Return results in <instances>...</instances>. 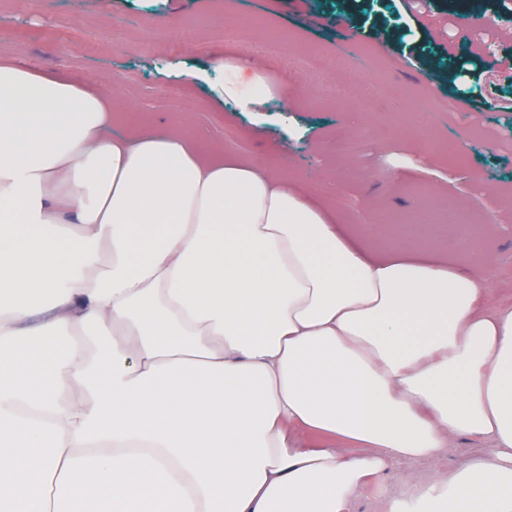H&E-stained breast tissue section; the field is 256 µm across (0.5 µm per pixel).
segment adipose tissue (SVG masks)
<instances>
[{
    "mask_svg": "<svg viewBox=\"0 0 512 512\" xmlns=\"http://www.w3.org/2000/svg\"><path fill=\"white\" fill-rule=\"evenodd\" d=\"M239 67L251 94L219 95L249 112L264 67ZM135 122L120 86L0 58V512H348L464 438L483 454L392 512H512L493 258Z\"/></svg>",
    "mask_w": 512,
    "mask_h": 512,
    "instance_id": "1",
    "label": "adipose tissue"
}]
</instances>
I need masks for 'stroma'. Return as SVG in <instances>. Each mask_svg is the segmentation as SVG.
Wrapping results in <instances>:
<instances>
[{"instance_id":"obj_1","label":"stroma","mask_w":512,"mask_h":512,"mask_svg":"<svg viewBox=\"0 0 512 512\" xmlns=\"http://www.w3.org/2000/svg\"><path fill=\"white\" fill-rule=\"evenodd\" d=\"M224 2L234 24L212 14V0H0V57L104 91L120 85L141 120L158 127L191 114L189 133L201 149L258 158L306 196L331 203L342 224L414 218L418 234L453 262L469 256L444 225L461 205L477 206V224H497L475 241L476 252L497 257L489 302H511L512 126L499 116L512 109V0H485L471 14L450 8V0H345L316 20L302 0ZM471 28L501 36L479 51L455 36ZM252 33L288 36L302 56L339 52L337 38L348 34L365 55L334 80L373 72L410 96L370 112L356 100L327 99L302 70L280 69L265 56L271 98L259 111H236L218 99L224 76L210 64L246 56ZM438 99L451 102L450 111H435ZM459 136L468 139L459 159L466 175L451 180L432 145ZM349 138L360 146L356 155L337 153ZM381 170L395 180L377 181ZM414 183L427 185L446 207L407 194ZM462 447L397 465L356 497L350 512H391L428 478L478 455L482 444L466 440Z\"/></svg>"}]
</instances>
